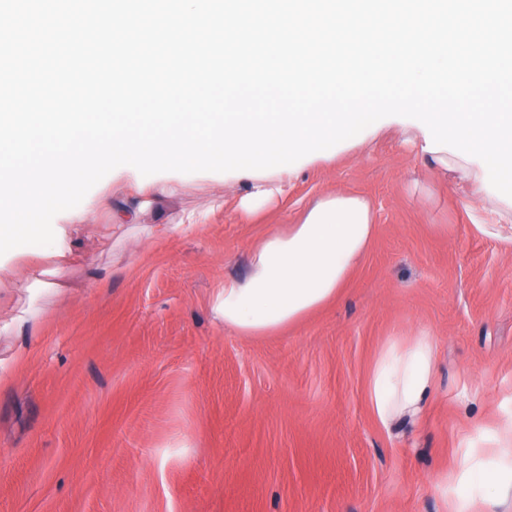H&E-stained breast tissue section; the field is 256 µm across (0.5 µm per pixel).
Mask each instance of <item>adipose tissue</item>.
Here are the masks:
<instances>
[{
	"label": "adipose tissue",
	"mask_w": 512,
	"mask_h": 512,
	"mask_svg": "<svg viewBox=\"0 0 512 512\" xmlns=\"http://www.w3.org/2000/svg\"><path fill=\"white\" fill-rule=\"evenodd\" d=\"M120 178L133 182L131 203L113 211L120 223L137 222L157 195L176 194V177L136 184L134 171ZM295 170L249 178L250 190L236 212L253 220L269 204L287 200ZM376 232L370 202L344 191L318 196L305 208L299 223L275 231L250 250L246 277L225 279L214 310L225 328L242 336H267L291 327L336 298L362 265ZM436 339L427 333L394 337L381 350L370 373L367 401L381 425L396 417H418L435 376Z\"/></svg>",
	"instance_id": "adipose-tissue-1"
}]
</instances>
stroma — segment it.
Here are the masks:
<instances>
[{
  "label": "stroma",
  "mask_w": 512,
  "mask_h": 512,
  "mask_svg": "<svg viewBox=\"0 0 512 512\" xmlns=\"http://www.w3.org/2000/svg\"><path fill=\"white\" fill-rule=\"evenodd\" d=\"M392 125L306 167L287 203L240 222V182L183 174L139 223L102 178L82 222L60 213L73 263L50 289L38 248L0 255V512H512L467 474L497 470L512 418V242L470 217L467 171L442 168ZM371 200L377 231L340 297L261 337L213 309L252 245L295 223L298 200ZM212 210L207 226L159 223ZM438 343L420 418L382 426L367 382L390 337Z\"/></svg>",
  "instance_id": "stroma-1"
}]
</instances>
